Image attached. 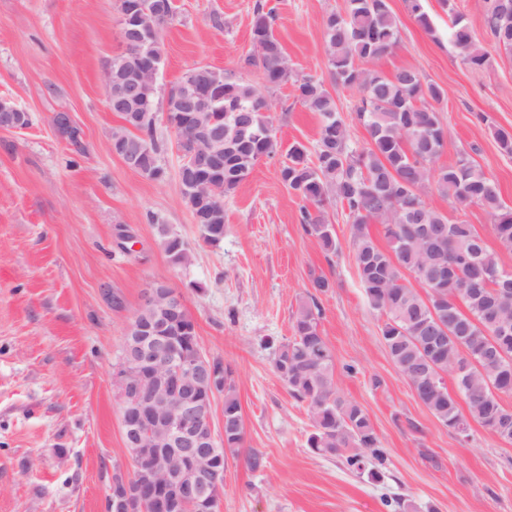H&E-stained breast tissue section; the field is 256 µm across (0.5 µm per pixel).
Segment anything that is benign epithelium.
<instances>
[{
	"label": "benign epithelium",
	"instance_id": "7a95c632",
	"mask_svg": "<svg viewBox=\"0 0 512 512\" xmlns=\"http://www.w3.org/2000/svg\"><path fill=\"white\" fill-rule=\"evenodd\" d=\"M144 7L132 0L120 13V37L130 44L132 33H143ZM163 60L146 52L135 54V61L120 75L108 68L104 73L107 107L126 110L144 92L157 84ZM29 112L9 98H0V129L23 130L30 123H17L19 114ZM184 162L195 170L211 164L209 155L193 142L183 151ZM175 341L161 336L158 329L142 323L136 335L125 337L123 357L134 366L116 369L120 416L125 443L133 448L149 446L153 454L137 460V475L125 485L130 491L116 503L119 512L135 503L138 512H192L196 506L215 512L219 499L213 493L224 484V467L219 462L200 466L199 459L215 447L212 425L213 392L218 373L205 361H179L172 352Z\"/></svg>",
	"mask_w": 512,
	"mask_h": 512
}]
</instances>
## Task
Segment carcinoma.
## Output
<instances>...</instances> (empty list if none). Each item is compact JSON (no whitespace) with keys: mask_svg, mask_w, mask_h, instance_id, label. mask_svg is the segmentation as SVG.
I'll list each match as a JSON object with an SVG mask.
<instances>
[{"mask_svg":"<svg viewBox=\"0 0 512 512\" xmlns=\"http://www.w3.org/2000/svg\"><path fill=\"white\" fill-rule=\"evenodd\" d=\"M416 23L433 34L422 0H407ZM498 0H485L487 33L505 53L512 55V40L500 39V27L512 24V11L504 14ZM448 7V37L463 63L471 68L490 64V57L472 36L465 18ZM273 11L256 4L252 18L254 53L248 63L257 68L266 89L286 83L294 97L319 117V137L310 151L299 142L281 150L271 133L244 135L242 119L253 113L265 96L260 88L231 71L201 66L174 85L180 92L195 84L205 95L211 80L224 81V101L209 107V131H224L234 150L224 154L223 168L214 172L192 205L208 212L205 234L213 246L224 240V196L246 180L262 160H278L280 181L302 202L299 223L316 239L326 257L340 246L329 219V208L341 204L351 224L353 258L368 305L385 317L381 333L396 369L409 381L417 398L463 440L470 428L459 409L464 401L471 420L500 440L512 443V408L502 396L512 395V331L503 334L499 323L512 326V288L502 290L492 275L505 270L474 225L463 219L478 205L492 221L499 249L512 252V206L501 196L498 182L470 157L461 153L446 165H436L443 153L446 129L436 104L445 97L438 84L426 81L413 67H401L392 76L371 64L392 51L400 39L399 26L388 0H344L340 10L323 19L322 32L328 67L336 83L357 92L354 120L367 132L363 143L352 141L349 125L338 111L335 97L314 74L297 73L289 65L281 42L274 35ZM175 124L177 143L192 135L190 113L167 102ZM126 125L112 134V150L123 157L132 152L152 167L147 178L162 179L163 147L157 126L121 113ZM436 192L448 199L459 218L448 216L428 201ZM159 243L171 264L186 270L194 260L188 243L157 216ZM381 226L388 249H382L369 225ZM442 226L445 240L432 241L427 226ZM315 293L301 303L292 321V336L274 348L273 368L293 398L306 403L311 432L310 450L336 457L350 470L371 480L382 476L379 466L385 449L374 426L356 402L344 397L334 378L335 357L319 325L322 308L317 294L331 287L323 274L312 275ZM149 321L182 337L179 359H190L200 346L196 324L187 309L170 318L162 308H139L130 329ZM448 334L434 341L439 326ZM224 384L216 395L224 397V439L221 454L236 452L245 437L241 405L223 360ZM452 374L455 391L442 380Z\"/></svg>","mask_w":512,"mask_h":512,"instance_id":"carcinoma-1","label":"carcinoma"}]
</instances>
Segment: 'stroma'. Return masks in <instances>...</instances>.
I'll return each instance as SVG.
<instances>
[{"label": "stroma", "mask_w": 512, "mask_h": 512, "mask_svg": "<svg viewBox=\"0 0 512 512\" xmlns=\"http://www.w3.org/2000/svg\"><path fill=\"white\" fill-rule=\"evenodd\" d=\"M256 0H174L162 32L158 102L189 71L207 65L261 84L247 65ZM400 41L375 62L384 73L411 66L446 92L438 110L447 130L441 163L463 151L499 184L512 205V155L495 129L512 131V58L484 26L485 0H455L491 57L465 65L448 40L442 0H423L434 33L405 0H389ZM274 31L300 73L322 78L353 140L354 95L337 85L322 36L325 15L343 0H267ZM118 0H0V97L32 117L22 131L0 130V512H107L112 478L130 472L112 374L145 287L164 281L180 291L205 354L234 370L245 442L227 454L221 512H387L386 501H412L416 512H512V443L472 425L470 441L443 428L394 367L353 259L341 207L330 211L340 245L325 257L298 222L300 200L265 160L224 198V240L206 245L184 205L180 153L165 121V180L152 181L112 150L123 120L109 111L103 71L124 53ZM281 145L314 146L316 114L291 85L268 91ZM71 117L86 146L75 153L54 118ZM160 216L194 253L190 271L170 263L150 215ZM134 236L129 247L118 226ZM324 273L320 330L335 356L336 385L368 413L387 451L379 480L348 470L307 446L310 421L273 369L271 342L289 338L292 317ZM203 291L188 288L189 280ZM355 365L356 373L345 370ZM258 452L261 468L246 457Z\"/></svg>", "instance_id": "stroma-1"}]
</instances>
